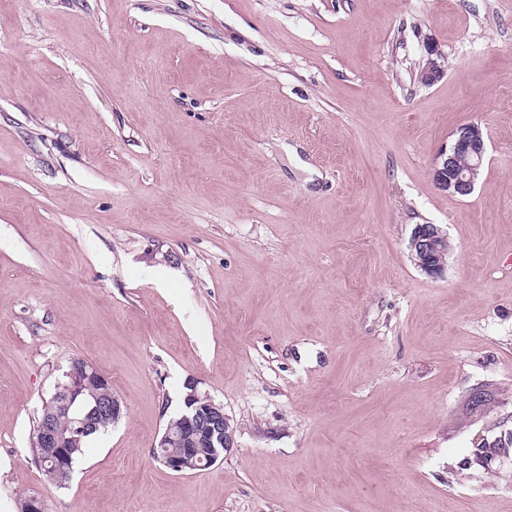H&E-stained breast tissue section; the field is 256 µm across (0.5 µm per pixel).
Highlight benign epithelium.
Masks as SVG:
<instances>
[{
	"label": "benign epithelium",
	"instance_id": "obj_1",
	"mask_svg": "<svg viewBox=\"0 0 512 512\" xmlns=\"http://www.w3.org/2000/svg\"><path fill=\"white\" fill-rule=\"evenodd\" d=\"M442 52L438 46L428 47L427 60L419 73L422 84L430 86L443 78L445 69L440 63ZM486 155V143L482 128L474 123H465L457 127L452 134L448 148L436 156L433 163V180L438 189L452 195L468 196L474 191L477 175L483 168ZM448 239L440 227L435 224H419L409 239V250L415 265L431 276H439L445 268ZM68 382L57 384L54 397L59 409L67 414L76 398L93 382L100 380L102 374L90 363L75 358L66 372ZM190 389L185 397V405L195 410L200 408L208 412L205 437L190 435L181 441V448L164 452V465L174 472H184L196 465L201 452H206L208 465L212 466L224 453L237 447L235 429L224 406L214 401L207 393L198 390L195 381L185 382ZM112 414L117 421L122 412L121 401L114 395L106 399H95L94 404L71 418V436L61 435L55 420L48 417L41 423L38 446L41 448V469L48 483L62 486L69 482L72 473L70 442H75L91 431L93 419L100 413Z\"/></svg>",
	"mask_w": 512,
	"mask_h": 512
}]
</instances>
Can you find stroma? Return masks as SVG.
Masks as SVG:
<instances>
[{"label": "stroma", "mask_w": 512, "mask_h": 512, "mask_svg": "<svg viewBox=\"0 0 512 512\" xmlns=\"http://www.w3.org/2000/svg\"><path fill=\"white\" fill-rule=\"evenodd\" d=\"M75 358L123 414L53 488ZM191 378L237 446L179 474L149 450ZM510 431L512 0H0V512H512V452L476 456ZM442 52L437 45L430 44L427 52V60L419 73V80L422 84L430 86L443 78L445 69L439 60ZM486 143L482 128L474 122L457 127L452 141L433 163V180L438 189L452 195L469 196L483 168ZM448 239L435 224H419L409 239V250L415 265L431 276H439L445 268Z\"/></svg>", "instance_id": "1"}]
</instances>
